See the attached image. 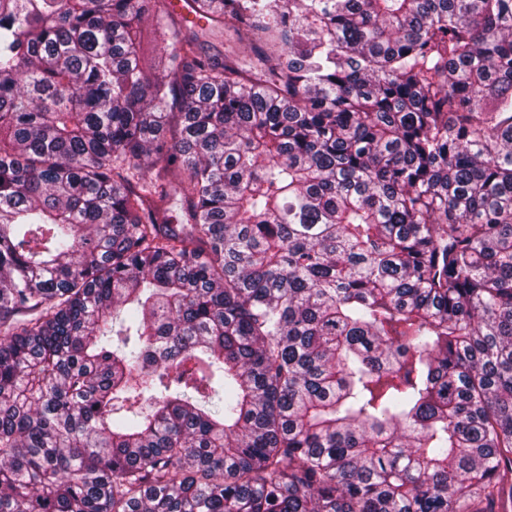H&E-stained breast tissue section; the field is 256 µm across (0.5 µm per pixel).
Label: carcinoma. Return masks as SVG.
<instances>
[{
  "mask_svg": "<svg viewBox=\"0 0 512 512\" xmlns=\"http://www.w3.org/2000/svg\"><path fill=\"white\" fill-rule=\"evenodd\" d=\"M188 2L0 0V512H505L512 0Z\"/></svg>",
  "mask_w": 512,
  "mask_h": 512,
  "instance_id": "carcinoma-1",
  "label": "carcinoma"
}]
</instances>
